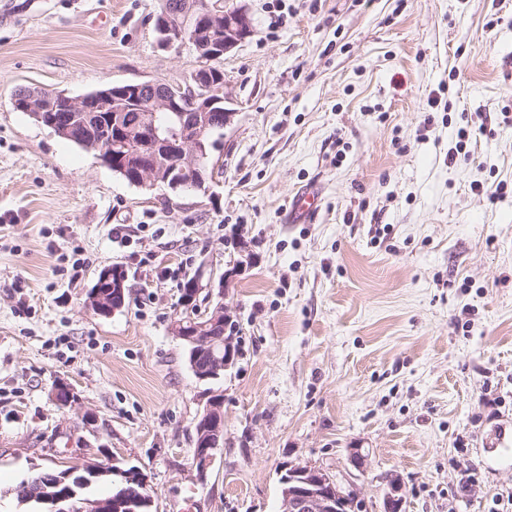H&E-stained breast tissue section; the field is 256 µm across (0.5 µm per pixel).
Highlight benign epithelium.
Returning a JSON list of instances; mask_svg holds the SVG:
<instances>
[{"mask_svg":"<svg viewBox=\"0 0 512 512\" xmlns=\"http://www.w3.org/2000/svg\"><path fill=\"white\" fill-rule=\"evenodd\" d=\"M154 30L160 46L189 45L197 53L198 66L182 83L146 80L65 101L45 89L22 88L15 93L13 106L26 112H110L116 132L100 141L101 152L112 155L114 165L127 173L133 184L201 191L208 179L206 171L213 169L212 156L203 145L210 128L209 113L227 99L224 75L215 73L210 64L251 36L252 18L243 0H161ZM158 112L172 113L173 124L158 127ZM242 266L243 262H237L217 280L194 275L181 300L182 313L172 322V332L186 343L190 368L200 381L218 380L235 366L236 337L228 333L235 322L224 304V285ZM108 280L112 281V306L96 309L102 316L121 310L128 294L127 278L103 276V281ZM201 301L206 304L203 311ZM195 433L193 464L203 478L216 451L224 445L222 399L209 395ZM114 473L135 480L146 490L139 498L121 504L124 512L153 506L148 480L139 468L129 472L116 469ZM52 478L48 474L38 483L52 512H109L105 501L78 500L74 493L56 492L60 483ZM280 494V512H347L359 503L336 475L313 463L282 465ZM404 503L401 479L389 478L382 512H403Z\"/></svg>","mask_w":512,"mask_h":512,"instance_id":"obj_1","label":"benign epithelium"}]
</instances>
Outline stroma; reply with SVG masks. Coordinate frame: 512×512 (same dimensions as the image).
<instances>
[{
	"label": "stroma",
	"mask_w": 512,
	"mask_h": 512,
	"mask_svg": "<svg viewBox=\"0 0 512 512\" xmlns=\"http://www.w3.org/2000/svg\"><path fill=\"white\" fill-rule=\"evenodd\" d=\"M244 3L203 193L131 185L12 105L181 83L197 55L157 48L159 0H0V512H29L35 469L112 458L154 512H278L281 465L306 461L367 512L395 475L405 512H512V0ZM312 185L316 217L289 223ZM244 252L237 362L198 381L170 330L181 288ZM113 265L129 293L103 317L87 294ZM211 391L224 445L202 480ZM215 396V394L209 395L203 411L195 423L193 464L200 478H205L216 451L224 445L223 395H221L222 399ZM116 467L125 468L126 466L112 464L110 470L112 471V469H114ZM113 472L118 475H122L124 478H128L129 480L135 479V481L140 484L142 489L147 491V494H141L140 497L137 499H130V500L125 501L121 505L118 504L119 509L124 508L125 510L123 512H140L137 509L153 506V503H154L153 495L150 492L148 480L139 468L135 467V468H133V470H131L129 472H123L122 470L114 469L112 471V473Z\"/></svg>",
	"instance_id": "1"
}]
</instances>
